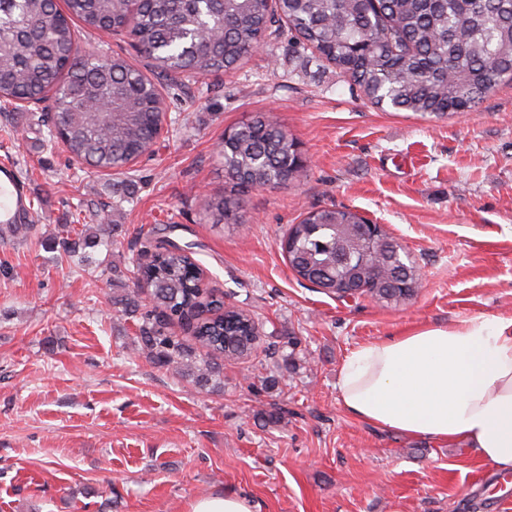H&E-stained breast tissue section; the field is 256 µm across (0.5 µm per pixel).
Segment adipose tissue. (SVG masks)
<instances>
[{"label": "adipose tissue", "mask_w": 512, "mask_h": 512, "mask_svg": "<svg viewBox=\"0 0 512 512\" xmlns=\"http://www.w3.org/2000/svg\"><path fill=\"white\" fill-rule=\"evenodd\" d=\"M336 389L375 429L462 442L512 471V320L471 317L357 345Z\"/></svg>", "instance_id": "ef3b65f1"}]
</instances>
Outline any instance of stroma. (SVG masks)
Returning a JSON list of instances; mask_svg holds the SVG:
<instances>
[{
    "label": "stroma",
    "mask_w": 512,
    "mask_h": 512,
    "mask_svg": "<svg viewBox=\"0 0 512 512\" xmlns=\"http://www.w3.org/2000/svg\"><path fill=\"white\" fill-rule=\"evenodd\" d=\"M261 111L294 136L306 175L250 191L244 224H208L202 198L225 187L215 146ZM40 115L0 112V164L31 183L35 226L0 245V512H188L227 491L258 512H512V473L461 443L374 429L336 391L356 345L512 318V85L461 115L382 110L284 31L179 95L152 156L123 174L72 160ZM331 205L407 248L413 300L336 299L295 280L279 240ZM76 222L113 225L111 245L86 262L54 250ZM154 227L263 325L218 387L149 360L116 303L117 272Z\"/></svg>",
    "instance_id": "obj_1"
}]
</instances>
